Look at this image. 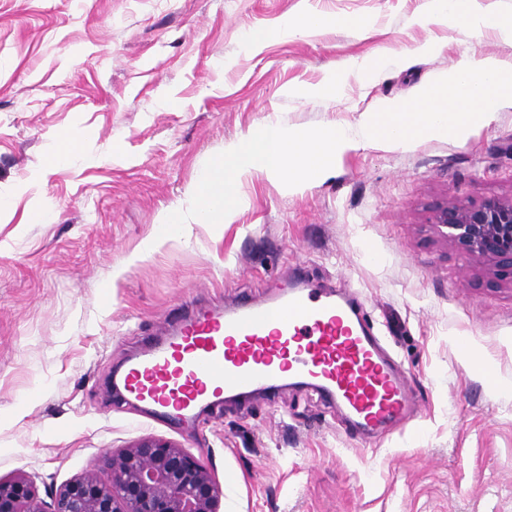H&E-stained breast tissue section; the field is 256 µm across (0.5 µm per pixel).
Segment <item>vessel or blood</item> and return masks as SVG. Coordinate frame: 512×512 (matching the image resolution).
Here are the masks:
<instances>
[{
  "instance_id": "vessel-or-blood-1",
  "label": "vessel or blood",
  "mask_w": 512,
  "mask_h": 512,
  "mask_svg": "<svg viewBox=\"0 0 512 512\" xmlns=\"http://www.w3.org/2000/svg\"><path fill=\"white\" fill-rule=\"evenodd\" d=\"M320 390L366 437L391 430L415 399L355 292L305 281L268 299L179 316L112 378L116 402L192 428L224 395H268L285 383Z\"/></svg>"
}]
</instances>
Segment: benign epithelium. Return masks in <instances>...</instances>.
Here are the masks:
<instances>
[{"label":"benign epithelium","mask_w":512,"mask_h":512,"mask_svg":"<svg viewBox=\"0 0 512 512\" xmlns=\"http://www.w3.org/2000/svg\"><path fill=\"white\" fill-rule=\"evenodd\" d=\"M430 223L465 252L512 276V198L446 200ZM223 490L198 459L162 439L109 453L101 467L40 496L26 474L0 478V512H220Z\"/></svg>","instance_id":"obj_1"}]
</instances>
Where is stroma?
I'll list each match as a JSON object with an SVG mask.
<instances>
[{"label":"stroma","instance_id":"35a3bbf8","mask_svg":"<svg viewBox=\"0 0 512 512\" xmlns=\"http://www.w3.org/2000/svg\"><path fill=\"white\" fill-rule=\"evenodd\" d=\"M425 2L0 0L1 478L59 486L156 438L214 473L223 512H512V279L428 222L448 199L512 197V105L464 141L360 144L297 190L252 175L232 223L159 237L226 143L268 124L353 126L462 59L512 58L494 26L425 18ZM316 12L335 24L247 45ZM378 55L376 78L349 68ZM334 69L335 100L306 97ZM66 133L81 156L53 164ZM300 277L357 290L416 397L398 429L366 442L300 386L223 402L188 430L113 404V371L171 314Z\"/></svg>","mask_w":512,"mask_h":512}]
</instances>
